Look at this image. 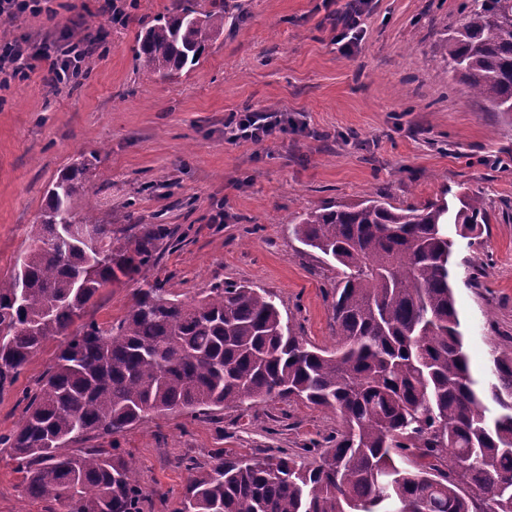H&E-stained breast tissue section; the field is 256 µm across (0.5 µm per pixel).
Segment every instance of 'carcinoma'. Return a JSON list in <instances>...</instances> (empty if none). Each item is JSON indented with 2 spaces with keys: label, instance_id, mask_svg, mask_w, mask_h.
<instances>
[{
  "label": "carcinoma",
  "instance_id": "1",
  "mask_svg": "<svg viewBox=\"0 0 512 512\" xmlns=\"http://www.w3.org/2000/svg\"><path fill=\"white\" fill-rule=\"evenodd\" d=\"M466 22L442 44L469 91L512 112V0H469ZM224 30V4L182 0L148 26L135 59L169 77L199 63ZM97 177L82 161L31 225L29 246L0 278V388L55 336L65 340L21 425L0 436L27 494L60 512H143L132 458L72 449L151 414H203L247 401L296 398L339 416L319 464L286 457L202 466L176 512H512V353L493 352V380L470 369L454 294V243L445 226L479 237L488 214L467 196L423 208L386 198L329 204L290 225L337 264L333 350L291 332L261 288L216 285L185 301L158 283L126 315L69 333L100 290L157 259L164 224H101L73 201ZM499 412L490 414L487 401ZM415 459L404 467L400 462Z\"/></svg>",
  "mask_w": 512,
  "mask_h": 512
}]
</instances>
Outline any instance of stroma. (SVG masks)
Masks as SVG:
<instances>
[{
	"instance_id": "1",
	"label": "stroma",
	"mask_w": 512,
	"mask_h": 512,
	"mask_svg": "<svg viewBox=\"0 0 512 512\" xmlns=\"http://www.w3.org/2000/svg\"><path fill=\"white\" fill-rule=\"evenodd\" d=\"M177 0H50V12L17 14L0 44L26 39L35 68L0 86V277L28 247L27 228L48 187L80 158L99 174L92 198L101 223L114 214L164 224L157 262L102 289L84 313L106 326L124 317L149 283L184 297L222 283L271 291L307 342L332 348L336 270L289 232L293 220L329 203L381 194L398 207L437 200L458 208L481 196L489 222L480 238H456V303L474 373L492 351L512 350V113L468 93L440 45L465 21V0H369L362 40L349 55L335 42L347 0H224V32L198 65L148 79L137 40ZM89 45L78 76L52 85L44 48ZM243 112L284 116L286 131L263 142L230 140ZM482 268L466 285V265ZM51 339L0 390V434L16 430L24 395L38 391L59 352ZM340 427L315 406L273 400L209 416L153 414L133 429L92 439L118 443L136 464L145 512H175L190 474L183 461L288 453L314 463ZM0 512H49L30 498L0 447Z\"/></svg>"
}]
</instances>
